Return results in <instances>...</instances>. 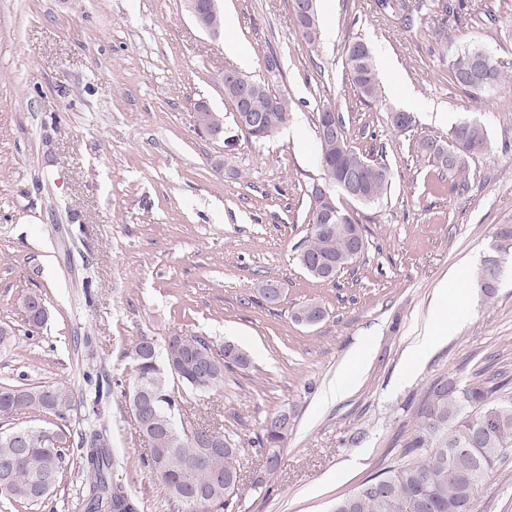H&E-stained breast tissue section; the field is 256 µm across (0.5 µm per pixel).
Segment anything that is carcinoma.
Wrapping results in <instances>:
<instances>
[{
	"instance_id": "obj_1",
	"label": "carcinoma",
	"mask_w": 512,
	"mask_h": 512,
	"mask_svg": "<svg viewBox=\"0 0 512 512\" xmlns=\"http://www.w3.org/2000/svg\"><path fill=\"white\" fill-rule=\"evenodd\" d=\"M377 8L405 14L412 21L411 7L406 0H377ZM485 48L474 43L457 52L449 64L453 83L469 95L480 96L497 90L507 81L496 65L479 66L477 60ZM345 64L361 98L377 101L380 84L370 48L362 41L344 45ZM251 101V111L265 114V130L258 138L264 141L289 121L291 103L288 97L273 93L261 81ZM488 141L486 129L477 123L463 122L450 132L451 152L442 149L443 143L432 138L417 142L416 152L431 162L439 181L450 180L452 189L465 192L469 188V159L480 153L479 147ZM324 157L326 182L331 192L325 196L311 189L310 232L299 245L297 260L304 265L307 258H320L345 268L357 261L351 254L354 238H365L361 225L353 219L345 224H334L327 231L319 230V217L327 209L337 206L334 189L337 180L357 170L360 172L363 203H374L387 194L391 173L386 164L365 156L342 140V147L328 148L319 143ZM492 255L483 260L478 269L474 287L487 297L495 295L501 279L500 257L512 250V224H499L493 235ZM23 306L30 325L40 328L46 321L45 302L41 295H26ZM140 337L128 355L134 376L151 379L154 390V422L159 429L169 415L180 412L183 393L180 389L208 392L224 384V371L249 368L248 354L240 347L226 343L213 348L205 336H183L180 339L178 374L163 361L146 362L140 353ZM211 362L215 370L209 382L199 381L198 368ZM90 385L81 399H75L74 390L66 381L51 385L0 384V420L8 421L31 411H44L64 420L75 406L84 410L81 425L71 434L62 427L30 426L33 441L27 448L16 444L14 433L19 427L0 430V462H15V470L0 469V484H8V494L0 500L6 507L29 510L39 506L59 484L71 459L87 473L84 492V512H137V507L122 486H114L109 428L101 423L105 399L110 392L103 391L98 381L85 374ZM512 378L499 372L466 386L453 380H441L427 393L418 422L402 440V459L365 481L354 492L336 500L333 512H419L420 502H426L424 512H471V506L494 466L512 453V397L500 395ZM287 414L276 412L262 425L257 438L260 454H272V448L284 439L281 434ZM210 432L224 440V452L210 456L205 448H197L184 441L166 453L162 467L165 480L160 482L167 501L181 507V512H197L184 501L180 492L187 489L185 477L192 486L207 492L210 503L205 512H224L233 496L226 491V483L239 471L241 449L234 438L212 428ZM460 451L463 463L448 455Z\"/></svg>"
}]
</instances>
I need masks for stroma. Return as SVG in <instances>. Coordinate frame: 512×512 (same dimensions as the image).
Instances as JSON below:
<instances>
[{"label": "stroma", "instance_id": "1", "mask_svg": "<svg viewBox=\"0 0 512 512\" xmlns=\"http://www.w3.org/2000/svg\"><path fill=\"white\" fill-rule=\"evenodd\" d=\"M232 28L214 37L185 0H0V325L15 350L0 353V382L49 385L131 378L139 337L205 336L246 351L248 370L213 392L186 391L179 416L220 423L242 447L232 512H332L337 498L399 460L432 384H465L480 371L512 372V257L494 298L474 276L497 225L512 224V88L477 98L450 84L456 50L482 44L512 73V9L504 0H462L445 14L423 0L412 26L375 12L373 0H333L317 45L306 43L289 0H218ZM496 24H488L487 12ZM447 37H439V30ZM247 48L246 75L292 100L289 125L249 141L224 97L237 68L225 44ZM373 50L383 97L361 101L345 43ZM277 71H267L268 54ZM224 117V136L198 130L194 106ZM331 106L350 145L382 156L392 173L383 200L337 195L365 229L367 247L334 280L296 261L310 230L313 185L325 173L318 114ZM413 115L394 130L387 115ZM463 121L485 126L486 152L470 161L468 191H451L416 152L447 140ZM465 281L467 313L420 360L410 349L452 277ZM282 287L267 303L262 286ZM40 293L49 310L30 330L19 299ZM318 301L313 326L291 313ZM372 357L340 398L330 397L350 352ZM285 411L288 437L269 491L253 449L265 419ZM116 475L138 512H178L142 460L128 402L105 408ZM86 482L69 468L48 503L31 512H83ZM472 512H512V455L497 465Z\"/></svg>", "mask_w": 512, "mask_h": 512}]
</instances>
